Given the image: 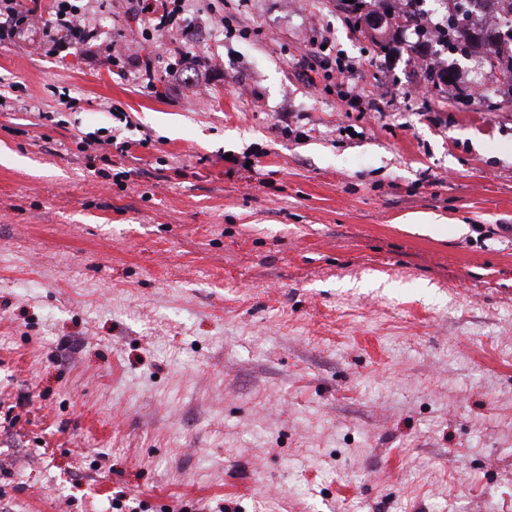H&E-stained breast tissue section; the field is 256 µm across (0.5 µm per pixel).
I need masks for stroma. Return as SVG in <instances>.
<instances>
[{
	"mask_svg": "<svg viewBox=\"0 0 512 512\" xmlns=\"http://www.w3.org/2000/svg\"><path fill=\"white\" fill-rule=\"evenodd\" d=\"M36 2L0 40V512H512V91L480 55L462 98L348 0H185L175 37L80 0L100 48L59 58ZM187 50L206 93L167 79ZM91 133L129 145L101 175Z\"/></svg>",
	"mask_w": 512,
	"mask_h": 512,
	"instance_id": "obj_1",
	"label": "stroma"
}]
</instances>
